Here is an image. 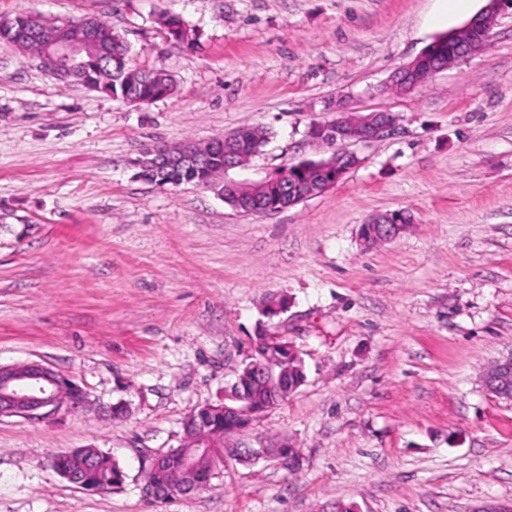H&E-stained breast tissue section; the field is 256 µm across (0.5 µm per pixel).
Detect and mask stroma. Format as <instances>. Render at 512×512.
<instances>
[{
  "label": "stroma",
  "mask_w": 512,
  "mask_h": 512,
  "mask_svg": "<svg viewBox=\"0 0 512 512\" xmlns=\"http://www.w3.org/2000/svg\"><path fill=\"white\" fill-rule=\"evenodd\" d=\"M485 3L437 23L439 0H0V18L106 20L133 66L176 82L129 105L0 40V364H47L90 399L43 420L0 417V512L512 502V402L482 385L512 356V10L482 54L411 92L384 89ZM166 13L193 44L167 40ZM341 106L392 112L398 132L353 144L361 162L335 187L278 212L247 215L133 165L156 142L261 126L263 151L226 174L259 180L326 157L307 131ZM392 211L410 215L406 231L364 246L361 224ZM279 299L287 310L265 317ZM262 332L291 343L307 377L245 439L288 438L299 468L229 455L197 495L152 505L144 461L223 399ZM88 447L119 462L120 488L54 472L55 457Z\"/></svg>",
  "instance_id": "obj_1"
}]
</instances>
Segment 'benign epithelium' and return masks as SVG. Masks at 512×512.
<instances>
[{"label":"benign epithelium","instance_id":"obj_1","mask_svg":"<svg viewBox=\"0 0 512 512\" xmlns=\"http://www.w3.org/2000/svg\"><path fill=\"white\" fill-rule=\"evenodd\" d=\"M506 10V0H486L482 11L471 18L466 29L485 27L491 17ZM45 51L39 57L40 67L49 75L62 81L73 79L82 68L83 55L90 37L83 35L76 39L60 38L52 33L43 36ZM396 119L389 112L349 113L328 125H314L309 137L326 146L330 143L338 146L337 153L321 165L320 178L306 188H298L294 193L308 199L333 188L344 174L361 163L356 153L345 149L350 141H373L394 133ZM203 156L194 148H182L178 153H170L158 148H150L140 155V163L157 167H173L184 163H199ZM400 233V227L390 221L388 215H377L360 228V239L364 245L372 242H384ZM486 389L495 397L512 401V357H507L493 364L484 375ZM68 407L78 409L87 404L86 394L77 386L68 389L64 378L52 368L37 362L0 365V416H18L30 420L45 419L62 408L63 402ZM224 412V420L244 423L248 426L264 410L253 407L250 401L242 399L235 393L224 392V404L200 408L202 412ZM289 440L277 444V449L270 450L262 445L249 452L252 460L272 458L283 463L285 458L279 452L281 448H291Z\"/></svg>","mask_w":512,"mask_h":512}]
</instances>
